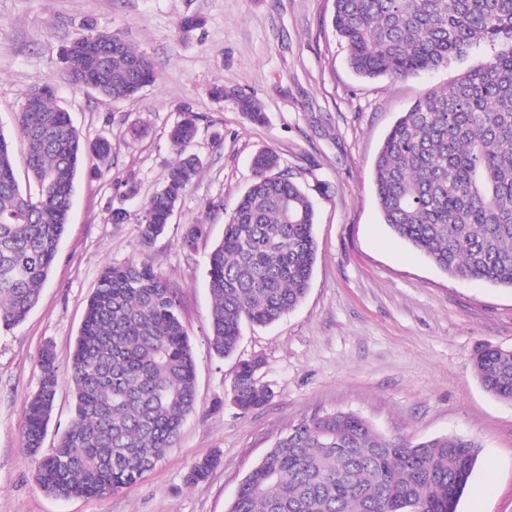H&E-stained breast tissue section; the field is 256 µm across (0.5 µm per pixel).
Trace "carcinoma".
Returning a JSON list of instances; mask_svg holds the SVG:
<instances>
[{
	"instance_id": "1",
	"label": "carcinoma",
	"mask_w": 512,
	"mask_h": 512,
	"mask_svg": "<svg viewBox=\"0 0 512 512\" xmlns=\"http://www.w3.org/2000/svg\"><path fill=\"white\" fill-rule=\"evenodd\" d=\"M332 26L356 74L406 79L469 56L494 52L401 114L374 161L384 223L444 272L512 288V0H333ZM105 70L94 89L114 101L155 80L151 61L118 35L97 33ZM44 96L22 105L18 129L36 192L21 190L10 143L0 131V330L36 305L65 233L74 180L86 151L106 162L112 143L87 146L67 112ZM240 112L265 122L260 103L236 95ZM196 113L170 131L178 159L163 188L142 209L141 238L161 235L202 168L187 148ZM253 181L238 199L208 260L210 346L232 354L242 325H268L294 310L309 289L316 260L314 209L259 151ZM472 361L483 387L512 401V350L478 346ZM40 386L22 424L33 479L43 493L104 497L136 482L174 447L195 409L196 361L180 318L177 292L145 260L106 267L76 339L69 379L74 416L48 454L39 452L59 368L52 349L39 359ZM249 412L266 404L252 362L234 380ZM481 453L463 436L425 441L390 438L361 416L334 411L292 424L239 485L229 512H456ZM216 457L195 463L186 483L205 480Z\"/></svg>"
}]
</instances>
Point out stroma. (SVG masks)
I'll return each mask as SVG.
<instances>
[{
  "label": "stroma",
  "instance_id": "stroma-1",
  "mask_svg": "<svg viewBox=\"0 0 512 512\" xmlns=\"http://www.w3.org/2000/svg\"><path fill=\"white\" fill-rule=\"evenodd\" d=\"M333 0H0V131L24 170L15 114L49 85L87 142L107 138V163L88 159L74 187L66 231L37 305L0 332V512H228L244 477L288 426L336 410L390 437H473L478 464L457 512H512V403L488 393L471 354L512 349V288L449 276L393 235L378 209L372 166L391 126L416 99L447 86L491 54L420 76L364 79L332 24ZM192 28L181 29L184 20ZM118 34L153 63L155 81L114 101L73 85L60 49L75 36ZM258 100L264 124L247 120L215 86ZM198 116L189 151L200 175L151 245L140 237L143 204L176 159L169 131L184 110ZM274 150L315 210L317 256L303 303L280 321L244 326L234 355L209 349L207 257L253 178L251 160ZM127 218L113 223L112 211ZM195 224L205 231L182 244ZM147 260L179 292L197 365L196 407L175 448L134 484L103 498L57 499L36 489L22 435L40 385L38 360L53 347L61 379L44 449L70 428L66 379L76 337L101 272ZM258 361L272 392L261 408L232 401L238 360ZM218 456L207 480L187 484L196 462Z\"/></svg>",
  "mask_w": 512,
  "mask_h": 512
}]
</instances>
